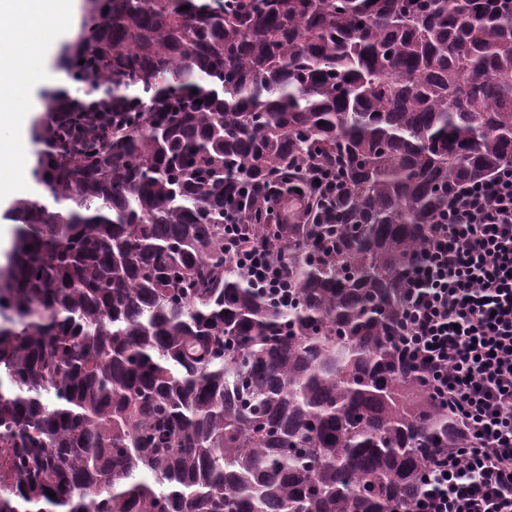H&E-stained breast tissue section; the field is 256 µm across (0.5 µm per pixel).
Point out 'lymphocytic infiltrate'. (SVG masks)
Returning <instances> with one entry per match:
<instances>
[{
  "instance_id": "f902f5d3",
  "label": "lymphocytic infiltrate",
  "mask_w": 512,
  "mask_h": 512,
  "mask_svg": "<svg viewBox=\"0 0 512 512\" xmlns=\"http://www.w3.org/2000/svg\"><path fill=\"white\" fill-rule=\"evenodd\" d=\"M268 194L263 223L314 221L310 196L290 179ZM226 248L267 292L288 300V271L265 243L234 232ZM402 295L399 349L473 439L436 456L409 512H512V167L449 194Z\"/></svg>"
}]
</instances>
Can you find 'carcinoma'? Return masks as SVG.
Here are the masks:
<instances>
[{
	"instance_id": "obj_1",
	"label": "carcinoma",
	"mask_w": 512,
	"mask_h": 512,
	"mask_svg": "<svg viewBox=\"0 0 512 512\" xmlns=\"http://www.w3.org/2000/svg\"><path fill=\"white\" fill-rule=\"evenodd\" d=\"M91 2L0 265V512H407L471 439L400 288L448 187L512 165V0ZM307 170L328 221L253 223ZM238 225L228 224L231 227L230 235L224 246L237 259V263L247 269L251 277L264 290L274 295L283 305H288V298L291 295L288 288V270L280 264L274 263L269 256L267 246L264 242L256 241L243 233H236Z\"/></svg>"
}]
</instances>
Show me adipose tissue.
Instances as JSON below:
<instances>
[{"mask_svg":"<svg viewBox=\"0 0 512 512\" xmlns=\"http://www.w3.org/2000/svg\"><path fill=\"white\" fill-rule=\"evenodd\" d=\"M79 0H0V126L13 136L0 143V156L9 157L8 173H0V207L17 190L31 188L28 129L31 112L19 110V98H33L36 88L49 81L42 66L54 45L73 34Z\"/></svg>","mask_w":512,"mask_h":512,"instance_id":"adipose-tissue-1","label":"adipose tissue"}]
</instances>
